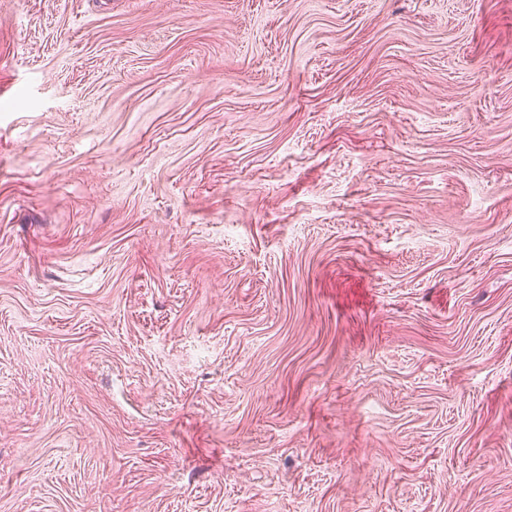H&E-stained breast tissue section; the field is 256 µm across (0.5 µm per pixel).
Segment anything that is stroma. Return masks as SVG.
I'll return each mask as SVG.
<instances>
[{
	"mask_svg": "<svg viewBox=\"0 0 512 512\" xmlns=\"http://www.w3.org/2000/svg\"><path fill=\"white\" fill-rule=\"evenodd\" d=\"M0 512H512V0H0Z\"/></svg>",
	"mask_w": 512,
	"mask_h": 512,
	"instance_id": "1",
	"label": "stroma"
}]
</instances>
